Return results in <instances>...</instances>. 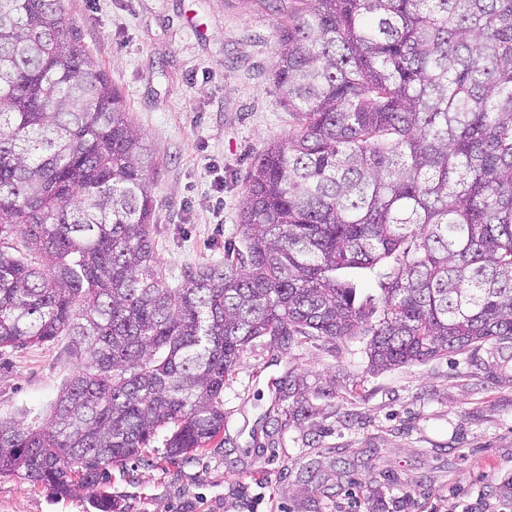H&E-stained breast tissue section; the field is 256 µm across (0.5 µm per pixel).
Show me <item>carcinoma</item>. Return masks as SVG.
Masks as SVG:
<instances>
[{
    "label": "carcinoma",
    "instance_id": "1",
    "mask_svg": "<svg viewBox=\"0 0 512 512\" xmlns=\"http://www.w3.org/2000/svg\"><path fill=\"white\" fill-rule=\"evenodd\" d=\"M292 2L267 0L293 130L247 172L241 245L173 288L158 164L66 0H0V352L84 355L44 425L0 419V475L64 497L164 428L204 449L262 336H359L377 371L512 347V0Z\"/></svg>",
    "mask_w": 512,
    "mask_h": 512
}]
</instances>
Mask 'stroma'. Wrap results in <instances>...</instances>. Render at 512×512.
Listing matches in <instances>:
<instances>
[{"label": "stroma", "instance_id": "1", "mask_svg": "<svg viewBox=\"0 0 512 512\" xmlns=\"http://www.w3.org/2000/svg\"><path fill=\"white\" fill-rule=\"evenodd\" d=\"M152 149L155 254L170 285L242 238L246 174L294 122L273 80L284 16L264 0H68ZM77 361L70 339L0 355V418L41 424ZM295 385L305 409L284 404ZM114 512H512V349L371 372L360 338L252 341L224 385V431L170 461L163 438L113 464ZM0 475V512H95Z\"/></svg>", "mask_w": 512, "mask_h": 512}]
</instances>
